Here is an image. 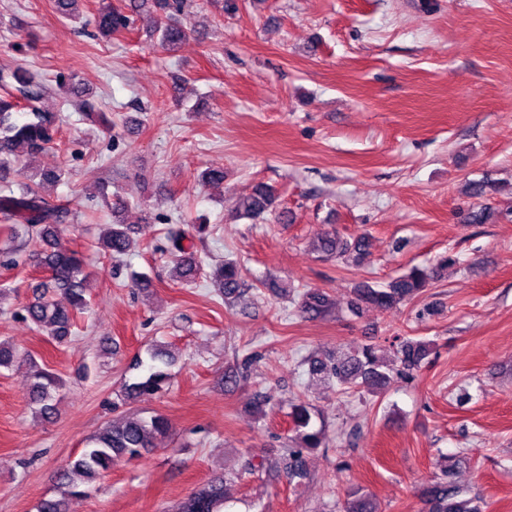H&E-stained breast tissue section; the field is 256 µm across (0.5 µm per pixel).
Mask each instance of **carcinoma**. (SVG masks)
Returning <instances> with one entry per match:
<instances>
[{"instance_id": "1", "label": "carcinoma", "mask_w": 512, "mask_h": 512, "mask_svg": "<svg viewBox=\"0 0 512 512\" xmlns=\"http://www.w3.org/2000/svg\"><path fill=\"white\" fill-rule=\"evenodd\" d=\"M185 3L186 0H127L121 6H114L104 0L95 25L100 33L109 37L129 28L133 17L151 6L160 15L156 31L160 32L161 45L174 49L188 37L187 29L178 20ZM0 86L3 87L0 94L1 172L20 157L47 149L58 134L60 119L57 113L43 112L36 107L42 87L26 70L17 67L0 72ZM61 179L60 170L31 171L26 175V181L15 188L6 185L4 194H0V221L10 231L6 253L15 254L19 248L33 243L37 249L28 255V261L48 273L47 280L40 284L42 291L24 306V319L58 347L70 341L77 316L88 307L86 295L90 277L79 252L70 248L63 238L68 210L40 194L44 185H55ZM199 181L204 186L218 188L224 184V169L208 168L200 173ZM274 201V189L258 183L242 198L238 215L258 217L267 212ZM166 239L178 278L192 282L204 273L202 262L192 247L184 244L186 232L183 228H169ZM97 245L103 255L118 258L129 254L136 242L130 225L115 222L101 225ZM317 250L327 259L351 257L358 262L366 254V244L363 240L351 244L335 232H326L318 237ZM208 277L228 305L255 289L238 262L233 260L214 266ZM429 280L426 269L413 266L386 288L365 285L354 289L350 309L355 312L364 305L390 309L417 296L428 286ZM52 290L63 294L67 304L61 305L50 297ZM297 309L308 318L322 317L331 310V302L323 291L308 289L299 297ZM431 353V343L411 339L399 342L391 361L371 344L354 352L339 348L323 358L311 359L309 372L324 383L362 387L375 393L384 389L393 375L413 377ZM147 354L150 363L146 365L141 360L134 363L133 369L139 374L126 382L119 393V400L126 405L141 396L159 394L170 385L172 359L152 347L147 349ZM22 360L28 362L29 405L35 418L49 422L58 414L56 392L62 379L40 365L33 356L19 357L12 343L0 340V370H9ZM288 416L297 444L288 448L286 473L288 481H301L308 475L307 455L323 445L325 426L315 424V410L303 401L292 404ZM169 428L168 419L160 413L143 416L130 412L105 424L86 443L82 453L71 458L57 473L56 494L43 499L38 512H66V496L85 494L86 488L108 472L113 464L140 457L155 438L167 435ZM422 498L426 512H484L479 498L468 495L448 480L446 467L441 475L429 480ZM225 499L224 479H212L191 492L178 505L177 512H221ZM343 512H377V507L370 495L357 489L347 494Z\"/></svg>"}]
</instances>
